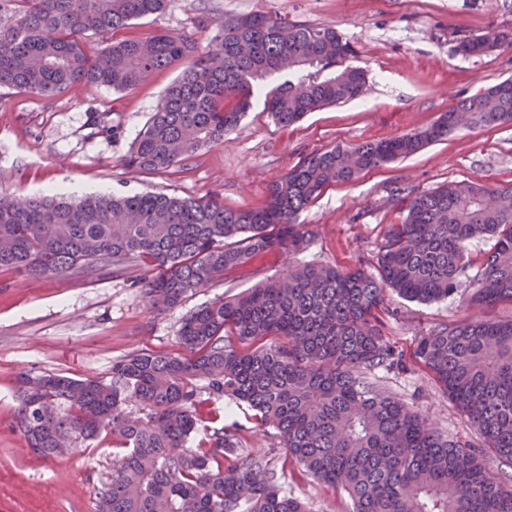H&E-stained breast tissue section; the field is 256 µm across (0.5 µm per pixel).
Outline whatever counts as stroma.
I'll use <instances>...</instances> for the list:
<instances>
[{
  "mask_svg": "<svg viewBox=\"0 0 512 512\" xmlns=\"http://www.w3.org/2000/svg\"><path fill=\"white\" fill-rule=\"evenodd\" d=\"M267 14L335 28L355 48L367 72L358 98L306 114L293 126L274 123L255 102L222 144L200 150L187 166L159 172L127 167L126 159L179 67L156 71L136 88L115 92L75 85L45 96L0 88V196L163 192L179 198L219 196L226 207L262 206L269 184L291 167L332 146L350 147L426 128L462 98L512 79V47L464 56V38L512 33V0H172L139 19L132 35L186 34L207 42L224 18ZM107 115L104 126L95 113ZM449 182L512 183V123L459 129L418 153L365 171L353 184L328 186L299 220L318 236L304 258L353 268L369 265L385 225L402 215L394 199L404 189L429 191ZM142 265L93 274L70 271L53 279L0 267V512H93L94 492L112 473V438L80 442L62 455H34L13 411L20 374H61L110 380L113 363L138 350L180 351L178 330L188 309L250 282L227 276L184 305L157 312L138 282ZM470 289L444 301L419 303L385 294L387 341L401 355L402 372L372 379L428 416L448 438L478 435L416 358L420 336L475 314ZM284 492L313 512H352L346 494L305 475L279 448L262 440Z\"/></svg>",
  "mask_w": 512,
  "mask_h": 512,
  "instance_id": "35a3bbf8",
  "label": "stroma"
}]
</instances>
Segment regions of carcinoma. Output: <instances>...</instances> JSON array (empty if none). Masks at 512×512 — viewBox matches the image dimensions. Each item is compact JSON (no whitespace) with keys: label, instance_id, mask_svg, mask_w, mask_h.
<instances>
[{"label":"carcinoma","instance_id":"cac0c4a2","mask_svg":"<svg viewBox=\"0 0 512 512\" xmlns=\"http://www.w3.org/2000/svg\"><path fill=\"white\" fill-rule=\"evenodd\" d=\"M171 0H0V88L55 95L75 84L132 89L155 71L186 64L160 99L127 163L140 171L182 166L224 143L252 107L259 81L286 73L265 110L287 127L306 113L357 98L365 72L335 29L263 14L226 18L197 39L125 35L131 22ZM81 35L109 45L90 54ZM463 55L489 51L481 38ZM512 122V83L461 100L433 125L358 146L332 147L274 179L259 209L218 198L145 192L63 201L0 197V267L52 278L100 264L149 266L141 291L151 308L183 304L227 272L283 269L244 292L189 310L185 353L139 350L112 366L108 382L23 375L14 410L41 457L68 442L112 434V475L94 512H312L286 495L270 453L243 445L221 403L252 411V435L275 431L280 447L313 479L342 490L352 512H512V488L489 465L512 462V319L441 324L417 355L467 416L484 447L443 437L414 405L368 380L403 369L384 340L385 291L419 303L444 300L477 266L472 303L512 302V183H448L401 197L406 215L386 225L373 268L306 262L315 231L300 213L333 184L405 158L463 126ZM494 241L479 262L468 243ZM242 342L275 338L241 349ZM139 415H133V409Z\"/></svg>","mask_w":512,"mask_h":512}]
</instances>
